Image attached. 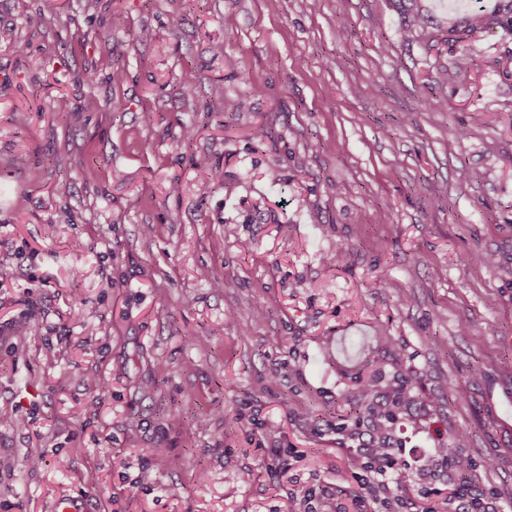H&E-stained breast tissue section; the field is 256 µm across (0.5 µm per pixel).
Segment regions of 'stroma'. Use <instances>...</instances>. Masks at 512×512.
Segmentation results:
<instances>
[{
	"label": "stroma",
	"mask_w": 512,
	"mask_h": 512,
	"mask_svg": "<svg viewBox=\"0 0 512 512\" xmlns=\"http://www.w3.org/2000/svg\"><path fill=\"white\" fill-rule=\"evenodd\" d=\"M510 15L0 0V512H366L370 370L512 506Z\"/></svg>",
	"instance_id": "35a3bbf8"
}]
</instances>
